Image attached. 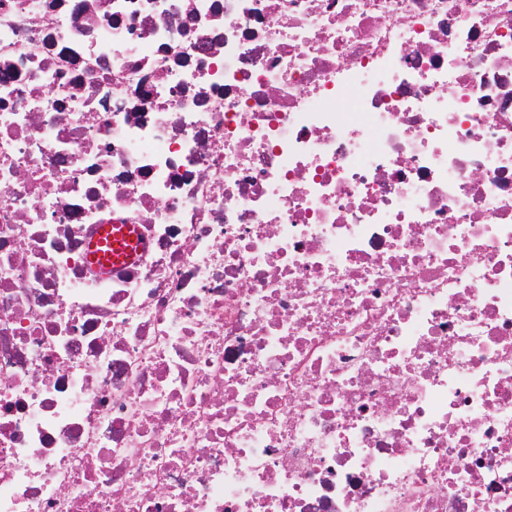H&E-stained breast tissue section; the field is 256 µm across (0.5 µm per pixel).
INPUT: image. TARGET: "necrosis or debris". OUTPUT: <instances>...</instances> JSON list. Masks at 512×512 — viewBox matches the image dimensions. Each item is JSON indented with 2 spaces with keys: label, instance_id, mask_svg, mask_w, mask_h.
Returning a JSON list of instances; mask_svg holds the SVG:
<instances>
[{
  "label": "necrosis or debris",
  "instance_id": "4bbe7bcc",
  "mask_svg": "<svg viewBox=\"0 0 512 512\" xmlns=\"http://www.w3.org/2000/svg\"><path fill=\"white\" fill-rule=\"evenodd\" d=\"M0 512H512V0H0ZM101 239H102V236H101V233L100 234H97L92 242H91V245H90V252H91V259L94 261V265L102 270H109L111 269L112 267H110V265H112V262H116V266H119L121 264H124V263H128L130 262L131 260H135L136 258V251H137V247L139 246L138 244V240L135 239L134 237H132V239H134L133 243H131V247H121L119 246L117 249V253H113V261H112V255L110 256H103V258L101 257V252H100V245H101ZM135 247V249L133 250V248ZM101 260H102V263H101Z\"/></svg>",
  "mask_w": 512,
  "mask_h": 512
}]
</instances>
